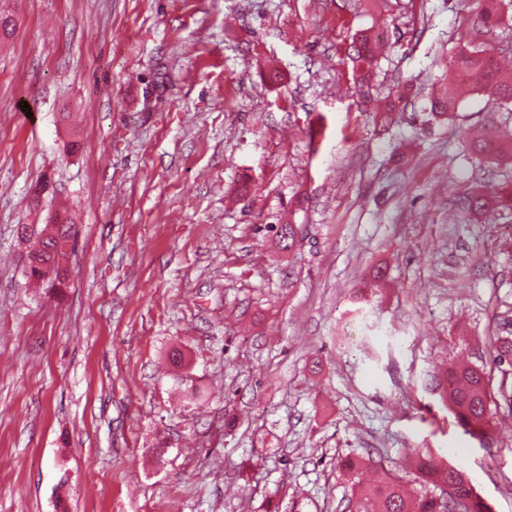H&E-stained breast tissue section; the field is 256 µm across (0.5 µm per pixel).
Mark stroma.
Returning a JSON list of instances; mask_svg holds the SVG:
<instances>
[{"label":"stroma","mask_w":512,"mask_h":512,"mask_svg":"<svg viewBox=\"0 0 512 512\" xmlns=\"http://www.w3.org/2000/svg\"><path fill=\"white\" fill-rule=\"evenodd\" d=\"M483 7L0 0V512H338L341 458L412 489L415 452L512 512V429L480 445L432 384L512 323V161L474 181L461 136L507 111L425 118L457 45L512 46ZM55 213L77 231L59 288L21 235ZM379 42L369 30L356 33L350 45L349 59L353 64L354 83L358 88L368 87L378 64Z\"/></svg>","instance_id":"1"}]
</instances>
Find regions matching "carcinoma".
I'll return each mask as SVG.
<instances>
[{"label":"carcinoma","instance_id":"carcinoma-1","mask_svg":"<svg viewBox=\"0 0 512 512\" xmlns=\"http://www.w3.org/2000/svg\"><path fill=\"white\" fill-rule=\"evenodd\" d=\"M512 0H487V6L477 18L479 29L491 30L501 22L506 6ZM379 42L369 30L354 36L350 45L349 59L353 64L354 83L357 87L369 86L377 66ZM449 64L462 80L448 84L429 96L428 115L439 119L453 113L463 98V86L477 79V87L488 100L495 104L512 102V67L494 66L489 62L488 50L476 46L457 48L449 58ZM471 153V164L482 165L483 159L512 153V137L503 139L498 130H487L480 139L466 134ZM46 228L37 231L41 238L40 249L31 253L29 275L37 281L52 275L61 281L60 274L46 267L52 260V240L45 236ZM492 367L498 371L496 387H490L485 369L473 365H459L448 369L438 383L442 403L454 417L457 426L473 439L484 443L491 439V408L512 415V336H498L491 346ZM346 466L351 475L359 476L353 482V490L344 512H490L489 505L470 484L465 473L453 465H444L432 458L417 457L416 468L425 489L410 494L398 478L385 471L371 482H363L367 463L362 458L350 459ZM454 486V492L443 496L438 493L445 483Z\"/></svg>","mask_w":512,"mask_h":512}]
</instances>
